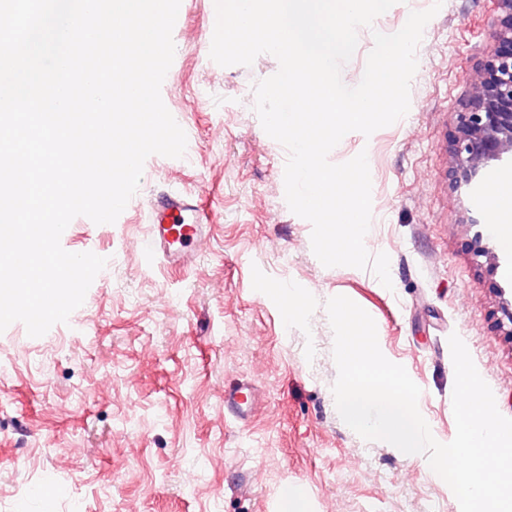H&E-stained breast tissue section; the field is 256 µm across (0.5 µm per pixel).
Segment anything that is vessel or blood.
Masks as SVG:
<instances>
[{
  "mask_svg": "<svg viewBox=\"0 0 512 512\" xmlns=\"http://www.w3.org/2000/svg\"><path fill=\"white\" fill-rule=\"evenodd\" d=\"M191 199L166 194L153 198L149 203V236L145 242L148 256L163 257L169 264L179 265L191 259V246L200 244L207 235L203 224L184 223L185 213L192 211ZM254 398L243 387L225 391L224 407L237 418L248 417Z\"/></svg>",
  "mask_w": 512,
  "mask_h": 512,
  "instance_id": "vessel-or-blood-1",
  "label": "vessel or blood"
}]
</instances>
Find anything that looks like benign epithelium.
Masks as SVG:
<instances>
[{
  "label": "benign epithelium",
  "instance_id": "benign-epithelium-1",
  "mask_svg": "<svg viewBox=\"0 0 512 512\" xmlns=\"http://www.w3.org/2000/svg\"><path fill=\"white\" fill-rule=\"evenodd\" d=\"M498 46L485 67L470 78V93L457 113L449 147L454 188L479 201L481 179L512 168V0H498Z\"/></svg>",
  "mask_w": 512,
  "mask_h": 512
}]
</instances>
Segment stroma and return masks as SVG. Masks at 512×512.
Listing matches in <instances>:
<instances>
[{
  "label": "stroma",
  "instance_id": "1",
  "mask_svg": "<svg viewBox=\"0 0 512 512\" xmlns=\"http://www.w3.org/2000/svg\"><path fill=\"white\" fill-rule=\"evenodd\" d=\"M501 17L496 0H444L417 49L407 115L348 133L329 154L367 155L364 243L389 256L387 288L371 271L323 266L310 222L287 205L288 152L254 110L253 85L277 59L216 64L214 0H181L161 97L186 133L184 156H149L116 222L71 221L62 247L107 265L67 322L38 338L20 322L0 333V512H70L62 476L82 512H460L426 458L365 440L340 417L325 303L344 295L370 314L383 355L420 387L437 441L456 433L454 333L512 418V251L489 225L466 224L449 154ZM160 193L190 195L210 226L190 265L141 247ZM285 289L302 303L291 316ZM244 383L259 403L240 422L224 392Z\"/></svg>",
  "mask_w": 512,
  "mask_h": 512
}]
</instances>
